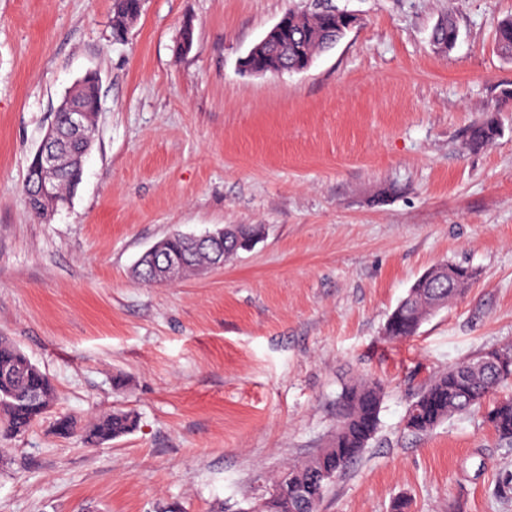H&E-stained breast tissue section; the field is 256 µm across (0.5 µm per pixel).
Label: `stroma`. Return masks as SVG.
Instances as JSON below:
<instances>
[{"mask_svg": "<svg viewBox=\"0 0 512 512\" xmlns=\"http://www.w3.org/2000/svg\"><path fill=\"white\" fill-rule=\"evenodd\" d=\"M358 23L302 72L240 61L303 0H0V336L55 400L0 438V512H244L327 446L345 386L384 387L377 432L321 512H512V446L482 413L432 432L408 405L441 373L512 346V0H336ZM456 45L430 41L445 17ZM189 51L179 52L184 27ZM100 78L94 145L50 219L21 190L65 91ZM500 125L468 151L470 125ZM259 224L224 266L168 285L132 274L174 232ZM476 278L416 336L384 326L425 270ZM115 410L100 447L54 434ZM142 0H114L112 13L113 34L126 32L128 26L139 16ZM53 426L60 437L69 438L79 434L84 444L97 447L132 431L136 426V419L130 412L117 411L79 427L75 419L63 415L56 419Z\"/></svg>", "mask_w": 512, "mask_h": 512, "instance_id": "1", "label": "stroma"}]
</instances>
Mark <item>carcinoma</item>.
I'll list each match as a JSON object with an SVG mask.
<instances>
[{"instance_id":"cac0c4a2","label":"carcinoma","mask_w":512,"mask_h":512,"mask_svg":"<svg viewBox=\"0 0 512 512\" xmlns=\"http://www.w3.org/2000/svg\"><path fill=\"white\" fill-rule=\"evenodd\" d=\"M142 0H113L112 30L127 31L139 16ZM290 25L285 36L274 34L257 43L250 57L252 67L266 73L292 72L296 66L310 67L315 58L332 49L347 27L348 19L330 11L329 6L309 5L288 10ZM459 30L452 17L440 21L431 32V42L440 51L453 48ZM498 52L512 60V17L501 20L495 32ZM499 132L496 121L487 118L467 132L464 148L479 150L494 140ZM83 164L62 165L57 172V191L64 196L82 181ZM224 249L197 247L189 237L173 234L168 242L171 253L187 256L181 271L189 275L201 268L219 266L243 248L244 242L259 236V224L231 225ZM446 274L438 278L419 276L407 296L389 315L385 333L393 339L411 338L431 315L466 288L475 273L453 262H443ZM135 277L149 284L163 282L150 260L138 261ZM512 381V348L488 349L475 357L457 362L436 377L410 404L406 427L418 435L433 430L444 420L476 409H485V419L499 440L512 444V400L487 404L491 395ZM383 394L382 385L360 380L346 387L343 409L336 432L328 447L302 465L284 469L254 501L250 512H319L329 483L344 472L362 453L376 433ZM55 398L54 386L46 373L14 343L0 336V437L26 433L50 408ZM136 426L129 412L117 411L99 417L84 427L63 415L54 423L55 433L63 438L78 435L88 446L97 447L119 438Z\"/></svg>"}]
</instances>
